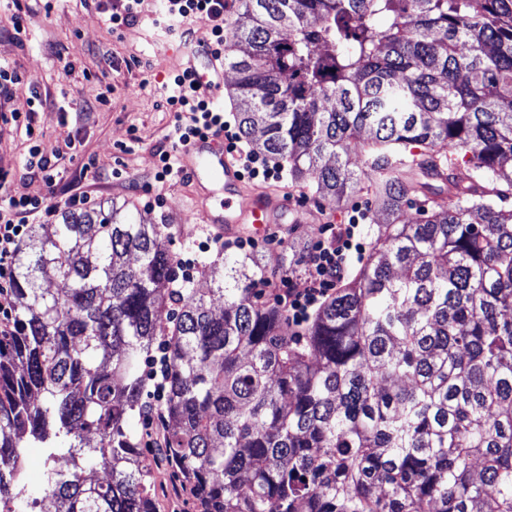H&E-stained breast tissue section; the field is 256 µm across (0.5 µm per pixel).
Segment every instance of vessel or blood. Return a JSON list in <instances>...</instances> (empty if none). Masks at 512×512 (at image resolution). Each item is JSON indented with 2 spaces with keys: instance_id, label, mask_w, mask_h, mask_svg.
<instances>
[{
  "instance_id": "obj_1",
  "label": "vessel or blood",
  "mask_w": 512,
  "mask_h": 512,
  "mask_svg": "<svg viewBox=\"0 0 512 512\" xmlns=\"http://www.w3.org/2000/svg\"><path fill=\"white\" fill-rule=\"evenodd\" d=\"M199 90L211 96L220 91L224 67L210 62L198 77ZM181 165L201 189L198 208L204 209L203 232L220 242L247 236H270L276 225L284 223L291 209L287 195L271 191H246L238 156L230 151L223 136L195 137L181 149Z\"/></svg>"
}]
</instances>
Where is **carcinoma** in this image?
I'll return each mask as SVG.
<instances>
[{
    "mask_svg": "<svg viewBox=\"0 0 512 512\" xmlns=\"http://www.w3.org/2000/svg\"><path fill=\"white\" fill-rule=\"evenodd\" d=\"M236 29L242 135L338 206L368 182L367 261L297 332L250 288L276 268L226 254L216 287L172 288L163 226L122 204L32 225L0 335V512L31 439L56 443L53 512H157L133 428L156 360L197 512H512V0H243ZM412 146L467 173L405 224Z\"/></svg>",
    "mask_w": 512,
    "mask_h": 512,
    "instance_id": "carcinoma-1",
    "label": "carcinoma"
}]
</instances>
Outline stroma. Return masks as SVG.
I'll list each match as a JSON object with an SVG mask.
<instances>
[{"label": "stroma", "mask_w": 512, "mask_h": 512, "mask_svg": "<svg viewBox=\"0 0 512 512\" xmlns=\"http://www.w3.org/2000/svg\"><path fill=\"white\" fill-rule=\"evenodd\" d=\"M52 4L48 11L43 0H0V62L34 80L32 88L19 90L8 100L0 98V109H26L33 92L51 97V105L38 109L33 119L41 133L42 153L62 159V178L52 188L29 180L23 161L31 144L23 131L10 127L0 128V170L12 173L13 188L19 193L50 197L79 186L93 189L98 204L127 203L150 222L165 227L167 245L177 261L192 267L190 287L207 290L212 282L202 270L215 258L217 248L209 246L206 236L184 241L179 235L180 225L201 221L194 206L195 187L180 179L160 183L154 178L157 149L169 146L175 123L174 113L166 107L165 86L187 60L182 40L161 35L152 27L160 0H144L141 22L120 36L112 33L106 15L84 0H52ZM18 7L27 12L25 30L19 35L10 23ZM104 54L111 55L115 65L109 75L102 74L99 64ZM64 55L69 58L65 64L60 61ZM104 91L110 94L107 104L82 111V104L95 102ZM84 153L97 160L95 171L87 174L81 171ZM273 186L287 191L296 209L291 223L281 229V240L261 243L251 253L262 262L282 264L295 287L305 286L301 260L321 238L325 225L348 223L354 211H362L364 219L357 232L363 245L371 244V228L381 217L365 187H357L350 202L338 207L324 200L309 178L296 183L286 174ZM135 429L158 512H177L170 490L179 481L160 452L164 422L154 416L136 422ZM49 453L43 444L22 449L25 493L14 501V512H28L29 501L39 496Z\"/></svg>", "instance_id": "stroma-1"}]
</instances>
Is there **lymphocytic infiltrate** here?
I'll list each match as a JSON object with an SVG mask.
<instances>
[{
	"mask_svg": "<svg viewBox=\"0 0 512 512\" xmlns=\"http://www.w3.org/2000/svg\"><path fill=\"white\" fill-rule=\"evenodd\" d=\"M202 23L209 29L205 44L214 58H221L224 47V0H165L163 13L152 24L166 31L184 36L190 34L193 24ZM170 111L175 112L174 141L171 148L159 149L157 181L182 175L178 161L179 148L192 138L209 133L223 134L229 147L238 151L243 173L251 180L270 179L276 168L268 161L250 152L242 151L240 138L231 123L225 121L212 99L197 95L195 83L188 69H180L165 98ZM24 130L31 147L24 159V168L30 178L54 185L60 174L59 161L45 156L37 145L40 133L36 130L31 112L19 109L0 110V126ZM94 201L91 193L82 191L47 198L40 195L16 194L8 172L0 171V324L13 321L14 266L21 241L30 225L47 224L63 209H82ZM358 219H351L343 228L325 225L322 238L314 242L303 258L305 288L293 285L289 275L277 278L273 294L275 303L288 316L290 324L302 327L312 311L336 292L348 272L352 256L360 254L362 245L357 237Z\"/></svg>",
	"mask_w": 512,
	"mask_h": 512,
	"instance_id": "obj_1",
	"label": "lymphocytic infiltrate"
}]
</instances>
